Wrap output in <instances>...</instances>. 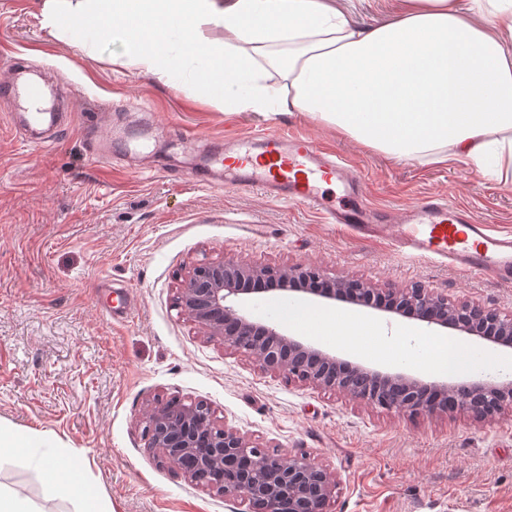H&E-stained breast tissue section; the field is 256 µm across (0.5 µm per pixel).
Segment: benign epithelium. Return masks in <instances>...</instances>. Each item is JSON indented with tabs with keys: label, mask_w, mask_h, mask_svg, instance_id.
Segmentation results:
<instances>
[{
	"label": "benign epithelium",
	"mask_w": 512,
	"mask_h": 512,
	"mask_svg": "<svg viewBox=\"0 0 512 512\" xmlns=\"http://www.w3.org/2000/svg\"><path fill=\"white\" fill-rule=\"evenodd\" d=\"M280 279L269 293H302L365 309L397 314L427 326L453 329L512 350V311L455 302L425 286L381 288L358 279H335L314 267L285 269L222 260L194 264L181 284L178 307L204 333L263 370L290 381L410 416L463 415L492 421L512 412V379L425 382L338 357L278 325L255 317L239 302L253 293L246 283ZM148 446L171 467L254 512H327L336 488L334 474L307 453L278 455L237 429L216 424L204 403L179 406L157 401L145 410Z\"/></svg>",
	"instance_id": "benign-epithelium-1"
}]
</instances>
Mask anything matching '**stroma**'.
I'll list each match as a JSON object with an SVG mask.
<instances>
[{"mask_svg": "<svg viewBox=\"0 0 512 512\" xmlns=\"http://www.w3.org/2000/svg\"><path fill=\"white\" fill-rule=\"evenodd\" d=\"M43 0H0V79L17 67L51 95L61 127L23 144L0 101V430L46 438L60 465L80 459L109 512H249L190 482L148 446L144 409L157 400L204 403L217 424L268 451L304 452L336 476L329 512H512V415L409 417L263 371L225 352L181 312L177 296L197 262L243 260L321 267L401 288L422 284L455 301L512 309V283L406 257L386 241L336 230L313 210L243 190L216 173L190 174L208 155L183 133L216 141L268 129L336 150L365 176L377 207L446 196L497 231L512 232V184L475 166L394 160L298 112H222L154 76L113 66L112 44L82 45L40 26ZM255 312L290 333L372 367L459 382L465 368L430 367L441 329L341 302L332 315L369 324L365 350L314 336L256 297ZM0 483L45 512L39 471L0 463Z\"/></svg>", "mask_w": 512, "mask_h": 512, "instance_id": "stroma-1", "label": "stroma"}]
</instances>
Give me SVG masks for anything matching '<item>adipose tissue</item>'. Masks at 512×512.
<instances>
[{"instance_id": "1", "label": "adipose tissue", "mask_w": 512, "mask_h": 512, "mask_svg": "<svg viewBox=\"0 0 512 512\" xmlns=\"http://www.w3.org/2000/svg\"><path fill=\"white\" fill-rule=\"evenodd\" d=\"M396 3L366 24L339 0H43L40 24L106 38L113 65L219 110L303 112L389 158L486 165L512 183V0ZM29 450L46 497L106 512L81 461L57 466L28 435L0 432V459Z\"/></svg>"}]
</instances>
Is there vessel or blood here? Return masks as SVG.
Listing matches in <instances>:
<instances>
[{"mask_svg":"<svg viewBox=\"0 0 512 512\" xmlns=\"http://www.w3.org/2000/svg\"><path fill=\"white\" fill-rule=\"evenodd\" d=\"M12 101L42 102L44 86L11 79ZM234 186L319 211L327 223L359 238L390 239L410 252L461 271L512 283V234L493 232L466 207L440 195H427L402 214L373 206L363 191L361 173L336 152L303 135L276 131L247 133L225 147L220 159Z\"/></svg>","mask_w":512,"mask_h":512,"instance_id":"b4317fda","label":"vessel or blood"}]
</instances>
